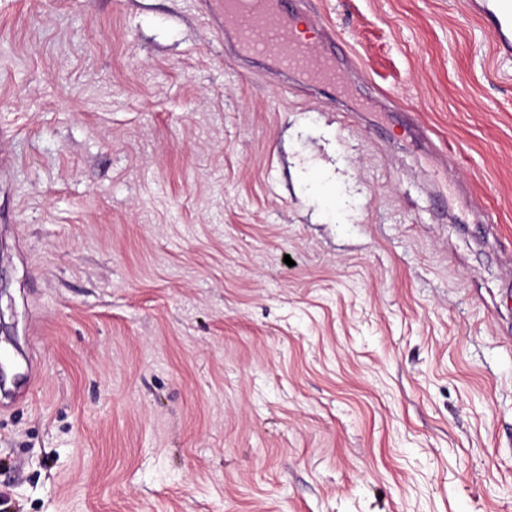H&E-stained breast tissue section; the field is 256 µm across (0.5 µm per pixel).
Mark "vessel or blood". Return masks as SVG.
Instances as JSON below:
<instances>
[{"label": "vessel or blood", "instance_id": "obj_1", "mask_svg": "<svg viewBox=\"0 0 512 512\" xmlns=\"http://www.w3.org/2000/svg\"><path fill=\"white\" fill-rule=\"evenodd\" d=\"M300 0H223L224 18L233 27L239 50L274 57L284 75L298 74L311 85L341 84L336 68L337 41L317 16L308 30L296 20ZM468 11L493 35L497 57L512 58V0H467ZM37 362L28 357L7 386L0 388V410L26 401L37 383Z\"/></svg>", "mask_w": 512, "mask_h": 512}]
</instances>
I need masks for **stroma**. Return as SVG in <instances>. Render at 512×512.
I'll return each mask as SVG.
<instances>
[{
  "label": "stroma",
  "instance_id": "1",
  "mask_svg": "<svg viewBox=\"0 0 512 512\" xmlns=\"http://www.w3.org/2000/svg\"><path fill=\"white\" fill-rule=\"evenodd\" d=\"M0 0V512H512V61L463 0ZM301 1L224 0L221 4L242 53L274 57L285 76L299 74L313 87L337 84L343 90L335 51L345 47L316 15L307 17L312 36L298 27L296 13L301 10L296 5ZM37 373V362L31 353L26 363L17 369L9 386L0 388V410L28 399L37 383Z\"/></svg>",
  "mask_w": 512,
  "mask_h": 512
}]
</instances>
